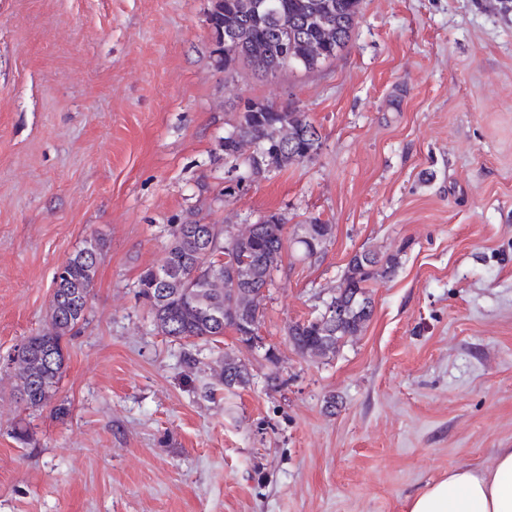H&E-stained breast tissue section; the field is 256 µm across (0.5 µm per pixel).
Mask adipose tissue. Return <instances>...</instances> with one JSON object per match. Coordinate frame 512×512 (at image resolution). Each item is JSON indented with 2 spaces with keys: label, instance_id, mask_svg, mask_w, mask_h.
<instances>
[{
  "label": "adipose tissue",
  "instance_id": "1",
  "mask_svg": "<svg viewBox=\"0 0 512 512\" xmlns=\"http://www.w3.org/2000/svg\"><path fill=\"white\" fill-rule=\"evenodd\" d=\"M404 512H512V448L500 449L486 470L450 467L409 497Z\"/></svg>",
  "mask_w": 512,
  "mask_h": 512
}]
</instances>
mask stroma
Returning <instances> with one entry per match:
<instances>
[{
  "mask_svg": "<svg viewBox=\"0 0 512 512\" xmlns=\"http://www.w3.org/2000/svg\"><path fill=\"white\" fill-rule=\"evenodd\" d=\"M209 7L0 0V512H404L449 467L512 448V9L362 0L336 59L265 77L225 70ZM248 100L296 102L317 152L245 179L220 142ZM273 213L262 348L228 330L186 363L139 274L170 225L232 235ZM310 217L332 232L304 259ZM93 237L86 320L54 404L29 410L9 358ZM363 250L399 259L371 320L335 356H302L289 325L324 312ZM228 352L250 386L225 388Z\"/></svg>",
  "mask_w": 512,
  "mask_h": 512,
  "instance_id": "stroma-1",
  "label": "stroma"
}]
</instances>
